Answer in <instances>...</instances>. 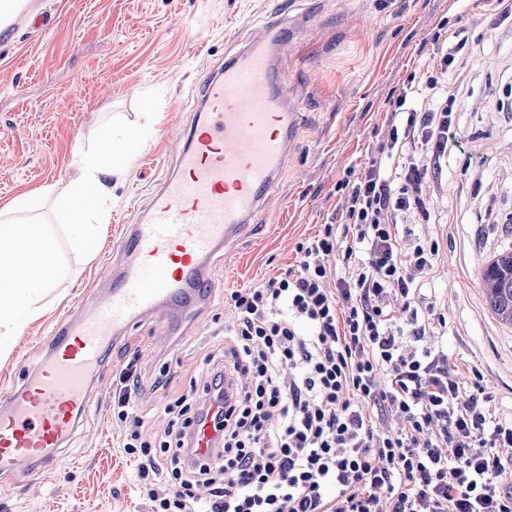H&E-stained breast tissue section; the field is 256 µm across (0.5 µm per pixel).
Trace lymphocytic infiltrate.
<instances>
[{
	"mask_svg": "<svg viewBox=\"0 0 512 512\" xmlns=\"http://www.w3.org/2000/svg\"><path fill=\"white\" fill-rule=\"evenodd\" d=\"M466 45L450 33L405 83L373 159L339 184L340 223L298 243L284 276L229 292L228 354L203 394L165 406L162 440L136 413L137 360L117 370L112 413L132 422L121 449L149 512H512V421L491 417L483 373L451 369L419 320L439 244L397 222L427 215L429 165L475 159L448 95Z\"/></svg>",
	"mask_w": 512,
	"mask_h": 512,
	"instance_id": "1",
	"label": "lymphocytic infiltrate"
}]
</instances>
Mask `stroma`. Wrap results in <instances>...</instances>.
<instances>
[{"mask_svg":"<svg viewBox=\"0 0 512 512\" xmlns=\"http://www.w3.org/2000/svg\"><path fill=\"white\" fill-rule=\"evenodd\" d=\"M55 19L49 30L20 26L0 38V211L41 187L69 182L74 161L98 128L118 115L141 122L137 99L162 92L148 139L122 177L103 175L108 220L86 258L66 250V278L39 302L0 358V390L20 384L37 352L63 319L90 304L103 272L116 271V245L141 223L161 177L192 119L193 86L245 48L272 11L288 16L292 38L277 61L288 99L302 114L270 203L231 252L215 254L207 273L216 294L201 312L156 318L113 349L98 383L95 416L37 486L0 478V512H146L136 488L137 464L118 448L127 425L112 414V376L127 360L141 363L138 406L149 435H163V409L190 389H203L213 358L224 353L232 317L226 291L251 288L297 263L296 245L341 215L338 183L371 158L408 76L437 60L440 22L463 30L467 46L449 76L454 110L468 148L486 152L483 168L450 159L427 176L429 220L399 217L440 251L420 313L448 338V364L479 368L494 399L492 417H512V326L489 311L480 272L512 245L502 226L512 217V20H499L488 0H39ZM168 373L166 387L153 381Z\"/></svg>","mask_w":512,"mask_h":512,"instance_id":"stroma-1","label":"stroma"}]
</instances>
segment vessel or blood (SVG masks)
<instances>
[{
    "label": "vessel or blood",
    "mask_w": 512,
    "mask_h": 512,
    "mask_svg": "<svg viewBox=\"0 0 512 512\" xmlns=\"http://www.w3.org/2000/svg\"><path fill=\"white\" fill-rule=\"evenodd\" d=\"M51 17L34 0L14 9L6 31ZM288 24L272 14L251 44L194 88V119L152 192L146 221L128 225L124 267L106 274L83 317L55 331L24 383L0 393V475L38 484L91 414L109 349L141 319L199 307L215 294L204 263L245 235L274 192L296 111L276 81Z\"/></svg>",
    "instance_id": "vessel-or-blood-1"
}]
</instances>
